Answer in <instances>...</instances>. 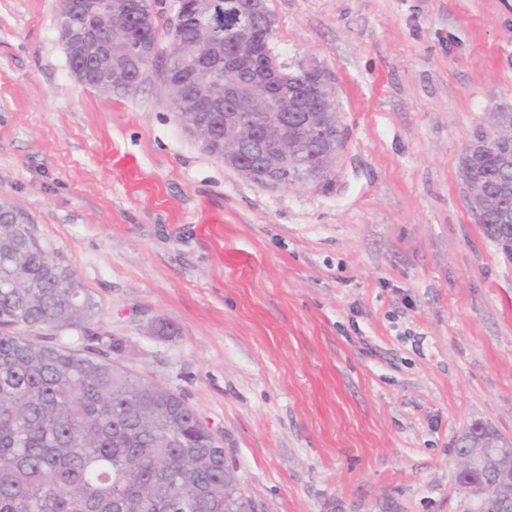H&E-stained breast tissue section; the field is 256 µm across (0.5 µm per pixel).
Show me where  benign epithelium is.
<instances>
[{
  "label": "benign epithelium",
  "instance_id": "7a95c632",
  "mask_svg": "<svg viewBox=\"0 0 512 512\" xmlns=\"http://www.w3.org/2000/svg\"><path fill=\"white\" fill-rule=\"evenodd\" d=\"M172 50L160 54L156 48L133 59L137 71L136 83L154 62L178 61L189 65L204 60L212 51L211 34L198 29L194 38L184 39L180 33L183 21V0H173ZM225 12L240 18L233 39L234 46L224 49V136L232 146L224 151V165L235 169L247 179H254L253 167L242 154L260 158L268 167L267 183L277 184L280 169L295 162L303 143L319 140L326 146V154L335 156L340 147V122L330 115L337 112L328 72L315 61L283 74L279 64H256L260 56L250 28V20L266 16V0H227ZM153 10L147 0H125V4L111 16L112 51L126 45L125 34L131 22L145 24L151 20ZM61 41L70 60V71L79 82L85 80L87 69H94L99 76L97 85L112 89L111 62L104 47L92 29L60 30ZM165 87L172 101L183 111L195 115L204 112L212 103L208 83H202L197 93H185L180 76L166 68ZM495 128L494 141L482 133L473 134L464 146L460 161L461 177L469 190L476 193L481 187L478 168L485 150L500 148L501 164L512 166V111L502 109L492 115ZM498 205L494 197L480 196L471 204L476 223H481L487 209ZM467 448L458 455L460 471L494 472V482L486 484L467 477L457 482L468 499L471 512H484L488 499L493 498L512 510V439H504L474 425L463 435Z\"/></svg>",
  "mask_w": 512,
  "mask_h": 512
}]
</instances>
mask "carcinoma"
<instances>
[{"instance_id": "cac0c4a2", "label": "carcinoma", "mask_w": 512, "mask_h": 512, "mask_svg": "<svg viewBox=\"0 0 512 512\" xmlns=\"http://www.w3.org/2000/svg\"><path fill=\"white\" fill-rule=\"evenodd\" d=\"M133 47L159 44L158 25L129 29ZM203 134L224 159L223 106ZM305 159L335 164L310 144ZM0 210V512H237L252 504L236 467L196 410L170 389L138 377L112 354L121 343L37 344L15 333L83 328L98 314L94 293L40 245L29 217Z\"/></svg>"}]
</instances>
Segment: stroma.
Here are the masks:
<instances>
[{
  "mask_svg": "<svg viewBox=\"0 0 512 512\" xmlns=\"http://www.w3.org/2000/svg\"><path fill=\"white\" fill-rule=\"evenodd\" d=\"M267 5L280 61L330 75L328 180L242 177L156 70L87 89L60 0H0V200L100 306L30 336L120 340L221 437L254 512H463L459 436L512 437V258L460 175L466 140L512 107V0Z\"/></svg>",
  "mask_w": 512,
  "mask_h": 512,
  "instance_id": "obj_1",
  "label": "stroma"
}]
</instances>
